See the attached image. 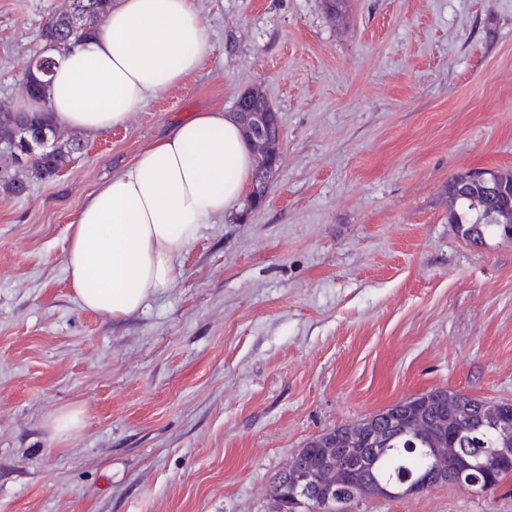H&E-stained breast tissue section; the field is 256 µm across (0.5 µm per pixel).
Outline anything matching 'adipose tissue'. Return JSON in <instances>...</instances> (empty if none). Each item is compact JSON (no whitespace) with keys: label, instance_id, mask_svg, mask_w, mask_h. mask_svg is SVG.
I'll use <instances>...</instances> for the list:
<instances>
[{"label":"adipose tissue","instance_id":"1","mask_svg":"<svg viewBox=\"0 0 512 512\" xmlns=\"http://www.w3.org/2000/svg\"><path fill=\"white\" fill-rule=\"evenodd\" d=\"M208 50L195 0H114L94 36L52 51L45 95L19 106L49 112L60 128L105 133L180 85ZM253 175L235 116L207 109L179 120L81 203L65 254L80 305L122 318L170 288L178 258L236 207Z\"/></svg>","mask_w":512,"mask_h":512}]
</instances>
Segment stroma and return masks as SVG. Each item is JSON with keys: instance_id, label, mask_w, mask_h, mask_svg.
<instances>
[{"instance_id": "obj_1", "label": "stroma", "mask_w": 512, "mask_h": 512, "mask_svg": "<svg viewBox=\"0 0 512 512\" xmlns=\"http://www.w3.org/2000/svg\"><path fill=\"white\" fill-rule=\"evenodd\" d=\"M64 4L0 0V107ZM197 6L196 73L0 192V512H276L274 481L327 430L435 389L512 402V237L448 221L453 177L512 171V0ZM253 87L282 126L263 204L206 225L142 310L82 308L64 253L87 194ZM71 405L85 426L57 438ZM360 512H512V473ZM85 423V410L79 406H67L53 414L51 426L58 438L76 435Z\"/></svg>"}]
</instances>
